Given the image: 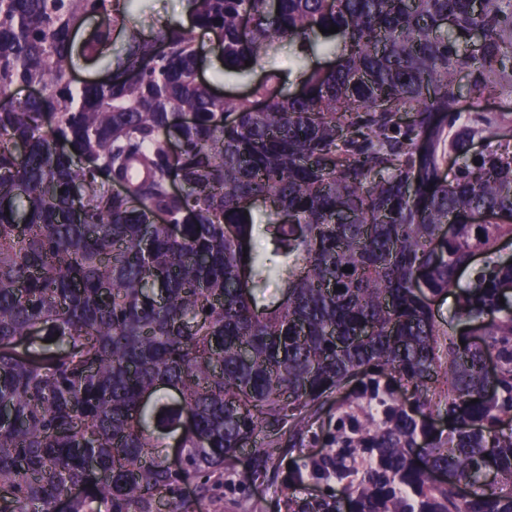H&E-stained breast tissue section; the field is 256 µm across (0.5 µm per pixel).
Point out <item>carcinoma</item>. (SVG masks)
Here are the masks:
<instances>
[{
  "mask_svg": "<svg viewBox=\"0 0 512 512\" xmlns=\"http://www.w3.org/2000/svg\"><path fill=\"white\" fill-rule=\"evenodd\" d=\"M187 2L224 76L286 39L298 91L270 69L218 94L169 25L114 58L143 0H0V96L41 88L0 109V512H192L186 479L211 497L246 444L267 469L349 385L367 411L286 483L350 512H512V266L462 281L512 236V150L471 153L492 123L460 108L512 97V0ZM78 61L107 77L74 84ZM450 290L479 340L437 324Z\"/></svg>",
  "mask_w": 512,
  "mask_h": 512,
  "instance_id": "cac0c4a2",
  "label": "carcinoma"
}]
</instances>
